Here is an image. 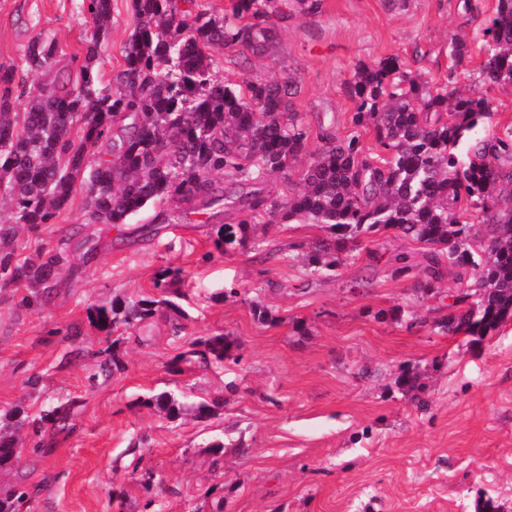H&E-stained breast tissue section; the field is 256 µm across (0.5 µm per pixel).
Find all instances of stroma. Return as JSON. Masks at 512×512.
I'll return each instance as SVG.
<instances>
[{
	"label": "stroma",
	"mask_w": 512,
	"mask_h": 512,
	"mask_svg": "<svg viewBox=\"0 0 512 512\" xmlns=\"http://www.w3.org/2000/svg\"><path fill=\"white\" fill-rule=\"evenodd\" d=\"M496 5L321 0L310 13L289 0L261 54L214 49V76H292L311 152L325 127L373 147V131L352 122L350 86L360 64L389 56L429 81L454 72V94L486 90L495 131L512 125V88L484 89L478 68ZM135 26L133 0H112L103 79L122 69ZM39 35L84 55L80 0H0V63L23 66ZM457 36L470 51L455 61ZM234 202L172 199L168 223L148 211L114 228L85 223L78 190L52 223L20 229L17 258L52 251L63 264L42 306L26 305L29 288H0V427L60 396L70 404L68 430L43 435L47 454L24 430L0 466V487L28 493L22 512H512V316L483 336L442 332L466 287L448 267L437 291L423 292L430 247L394 229L361 236L330 278L304 275L323 235L314 224H254L247 245L217 252L243 199ZM403 261L413 273L398 274ZM169 268L181 271L175 308L109 337L92 326V307L160 298ZM219 335L230 344L224 363H200L201 341ZM112 358L122 370L99 376ZM163 392L212 413L168 418L151 403Z\"/></svg>",
	"instance_id": "obj_1"
}]
</instances>
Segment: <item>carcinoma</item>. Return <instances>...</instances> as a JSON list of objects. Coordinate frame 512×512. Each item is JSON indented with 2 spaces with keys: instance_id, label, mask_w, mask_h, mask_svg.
<instances>
[{
  "instance_id": "obj_1",
  "label": "carcinoma",
  "mask_w": 512,
  "mask_h": 512,
  "mask_svg": "<svg viewBox=\"0 0 512 512\" xmlns=\"http://www.w3.org/2000/svg\"><path fill=\"white\" fill-rule=\"evenodd\" d=\"M112 0H82L93 28L84 57L72 56L76 76L62 74L34 91L0 64V197L11 202L0 220V287L51 289L61 257L43 252L19 260L10 243L20 225L48 224L73 195L85 191L88 224H124L145 208L178 199L218 202L214 176L249 187L248 208L224 225L216 250L243 243L246 229L267 215L281 223L319 224L326 237L306 255L311 276H333L361 235L393 228L434 247L421 288L434 290L445 265L459 276L478 272L473 290L457 295L461 308L441 323L451 334L480 335L512 316V126L487 133L490 105L482 94L449 103L448 84L412 75L397 57L379 60L356 76L355 125L373 130L376 152L356 137L324 134V144L301 172L303 190L282 202L259 188L305 152L308 139L286 76L276 83L246 77L219 83L212 72L217 46L261 53L271 19L284 0H235L217 17L199 0H135L138 23L124 47V68L105 85L94 67L110 22ZM479 71L488 84L512 87V0H497L483 28ZM62 54L42 36L26 47L31 71L51 70ZM21 92L12 96V84ZM24 100L23 111H15ZM97 156L94 164L89 157ZM167 299L115 301L92 308L90 322L111 334L123 323L139 327ZM201 354L224 361L222 336L202 342ZM175 418L211 411L205 403L153 397ZM66 420L61 404L20 425L39 435ZM28 492L0 490V512H21Z\"/></svg>"
}]
</instances>
